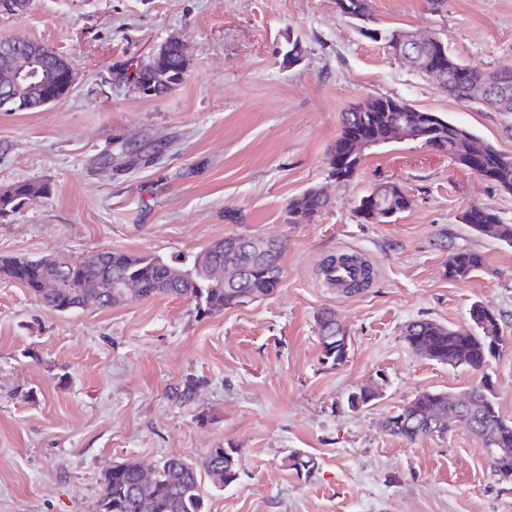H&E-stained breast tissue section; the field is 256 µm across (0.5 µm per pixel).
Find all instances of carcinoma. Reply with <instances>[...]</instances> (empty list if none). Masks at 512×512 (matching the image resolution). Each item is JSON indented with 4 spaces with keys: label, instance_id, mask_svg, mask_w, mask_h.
I'll return each mask as SVG.
<instances>
[{
    "label": "carcinoma",
    "instance_id": "cac0c4a2",
    "mask_svg": "<svg viewBox=\"0 0 512 512\" xmlns=\"http://www.w3.org/2000/svg\"><path fill=\"white\" fill-rule=\"evenodd\" d=\"M336 9L364 37L392 51L399 46L407 50L405 61L447 89L448 95L464 102L481 101L497 112H512L511 70L466 64L452 55L438 36L428 46H411L406 32L373 26L369 0H336ZM27 52L42 57L48 83L71 72L67 60L54 50L19 37L0 41V64L9 65ZM187 67L183 44L172 38L136 65L132 79L149 96L160 97L182 83ZM44 89L42 85L17 90L12 110L44 106ZM428 125L433 126L434 138L443 142L442 153L464 166L472 150H479L477 170L488 182L512 193V156L488 142L479 143L473 132L447 117L394 97L368 99L342 113L341 133L329 153L330 173L347 181L357 174L362 159L359 141L363 139L380 146L390 142L393 129H401V136L412 139ZM50 192L47 184L19 182L0 194V211H12L20 201ZM327 205L322 190L310 187L289 202L288 223L305 224ZM459 219L480 237L512 247V224L503 223L495 210L472 205ZM483 265L481 254L458 252L448 259V278L468 280ZM282 273V246L270 237L224 238L184 262L109 250L81 259L16 256L0 260L1 277L32 288L39 302L62 313L84 306L86 299L100 307H112L158 295L192 299L205 311L217 312L273 295ZM470 320L471 327L465 331L428 320L413 322L407 328V344L415 354H424L431 361L481 373L502 346L501 320L478 302L470 309ZM316 326L323 359L333 366L343 363L327 353L328 346L336 343L333 336L341 331L335 314L319 313ZM454 425L466 427L482 446L493 441L502 449L490 460L495 474L506 466L512 469V423L499 414L490 385L479 383L462 396L422 392L387 418L385 430L414 442L441 437ZM240 467L235 448L210 449L200 468L180 456L170 457L148 472L138 462H118L104 474L99 512H206L201 474L216 486H229L237 481Z\"/></svg>",
    "mask_w": 512,
    "mask_h": 512
}]
</instances>
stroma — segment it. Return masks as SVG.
<instances>
[{
  "label": "stroma",
  "mask_w": 512,
  "mask_h": 512,
  "mask_svg": "<svg viewBox=\"0 0 512 512\" xmlns=\"http://www.w3.org/2000/svg\"><path fill=\"white\" fill-rule=\"evenodd\" d=\"M378 26L440 36L465 63L512 68V0H370ZM52 48L73 85L54 103L0 111V192L46 183L49 195L0 218V258L110 249L191 256L227 235L273 236L284 273L274 295L209 314L161 295L59 313L0 277V512H97L103 473L118 462H200L238 449L227 487L206 484L208 512H512L481 444L460 425L410 443L385 419L424 391L461 394L479 377L417 356L408 325L470 326L480 302L505 343L487 373L512 422V247L460 223L469 205L512 224V194L417 140L366 149L357 175H329L342 112L392 96L438 112L512 155V113L448 96L384 44L362 37L335 0H29L0 14V37ZM184 46V81L144 97L119 79L169 38ZM304 53L282 64L289 38ZM162 147L105 174L122 146ZM392 183L409 207L391 222L357 215L360 197ZM319 187L327 208L307 224L288 203ZM239 222L226 219V212ZM351 250L369 285H326L324 261ZM485 267L455 281L448 258ZM335 312L350 338L323 364L315 318ZM363 386L378 399L349 407ZM313 458L310 476L285 467ZM484 265L481 254L472 251L457 252L448 259V276L450 279L465 281L475 276Z\"/></svg>",
  "instance_id": "obj_1"
}]
</instances>
